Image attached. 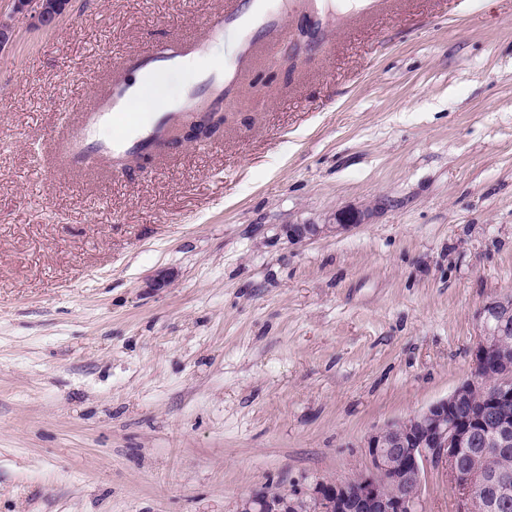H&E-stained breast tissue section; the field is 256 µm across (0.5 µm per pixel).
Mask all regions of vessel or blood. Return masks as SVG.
<instances>
[{"label":"vessel or blood","mask_w":512,"mask_h":512,"mask_svg":"<svg viewBox=\"0 0 512 512\" xmlns=\"http://www.w3.org/2000/svg\"><path fill=\"white\" fill-rule=\"evenodd\" d=\"M297 3L307 10L317 30L335 24L336 13L330 8L329 0H280L275 10L268 0H238L235 8L209 19L207 28L211 35H220L227 27L238 28L241 33L238 55L231 62L215 67L208 76L210 99H219L224 91L239 85L254 60L286 37L283 17ZM202 48L201 42L177 37L170 46L127 56L121 68L149 75L183 58L199 55ZM131 97V86L124 79L99 83L92 104L81 114L77 130L62 138L58 161L70 170L81 171L97 158L113 162L127 154L148 151L178 115L163 107L148 115L128 111ZM104 127L119 129V136L103 137L100 130Z\"/></svg>","instance_id":"vessel-or-blood-1"}]
</instances>
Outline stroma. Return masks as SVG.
<instances>
[{
    "instance_id": "obj_1",
    "label": "stroma",
    "mask_w": 512,
    "mask_h": 512,
    "mask_svg": "<svg viewBox=\"0 0 512 512\" xmlns=\"http://www.w3.org/2000/svg\"><path fill=\"white\" fill-rule=\"evenodd\" d=\"M224 0H71L0 55V512H235L364 471L512 293V0H397L280 44L224 133L49 168L94 80ZM296 54L292 71L283 61ZM366 221L296 244L290 224ZM166 287H154L159 274Z\"/></svg>"
}]
</instances>
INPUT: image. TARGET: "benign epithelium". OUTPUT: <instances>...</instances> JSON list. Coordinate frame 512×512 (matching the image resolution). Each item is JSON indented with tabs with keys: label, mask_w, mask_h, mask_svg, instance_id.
<instances>
[{
	"label": "benign epithelium",
	"mask_w": 512,
	"mask_h": 512,
	"mask_svg": "<svg viewBox=\"0 0 512 512\" xmlns=\"http://www.w3.org/2000/svg\"><path fill=\"white\" fill-rule=\"evenodd\" d=\"M10 14L21 16L37 29L54 26L67 13L68 0H8ZM224 113L200 111L183 126L186 141L207 140L219 133ZM364 221L359 210H338L332 224H290L288 239L314 240L347 231ZM482 333L472 352L470 376L447 397L408 416L388 422L364 440L365 471L341 479L322 480L307 493L282 494L266 489L241 498L236 512H422L421 490L430 472L448 478L459 512H490L494 503L512 495L505 475H486L464 468L462 456L473 441L471 426L487 430L485 451L512 444V359L504 351L512 336V294L491 298L482 307ZM494 360L497 379L484 368ZM486 387L495 396L478 413L461 415L471 394Z\"/></svg>",
	"instance_id": "obj_1"
}]
</instances>
